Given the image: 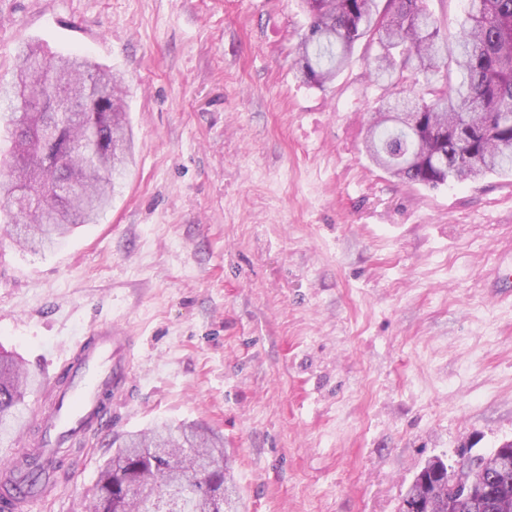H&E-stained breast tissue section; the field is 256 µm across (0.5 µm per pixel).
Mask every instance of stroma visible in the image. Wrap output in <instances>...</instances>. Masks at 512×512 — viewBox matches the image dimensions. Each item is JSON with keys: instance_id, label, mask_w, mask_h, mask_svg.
<instances>
[{"instance_id": "35a3bbf8", "label": "stroma", "mask_w": 512, "mask_h": 512, "mask_svg": "<svg viewBox=\"0 0 512 512\" xmlns=\"http://www.w3.org/2000/svg\"><path fill=\"white\" fill-rule=\"evenodd\" d=\"M301 0H0V83L26 43L125 87L134 160L98 223L0 235V352L54 370L132 337L112 424L56 496L82 512L112 439L221 434L238 512H399L432 460L512 440V176L437 188L376 167L360 43L325 86L293 63Z\"/></svg>"}]
</instances>
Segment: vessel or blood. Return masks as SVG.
Here are the masks:
<instances>
[{
	"label": "vessel or blood",
	"instance_id": "1",
	"mask_svg": "<svg viewBox=\"0 0 512 512\" xmlns=\"http://www.w3.org/2000/svg\"><path fill=\"white\" fill-rule=\"evenodd\" d=\"M111 328H100L80 343L64 368L44 376L41 399L48 412H31L28 427L38 429L39 442L0 463V487L9 489L12 512H27L30 503L60 483L59 459L75 441L99 431L112 402Z\"/></svg>",
	"mask_w": 512,
	"mask_h": 512
}]
</instances>
